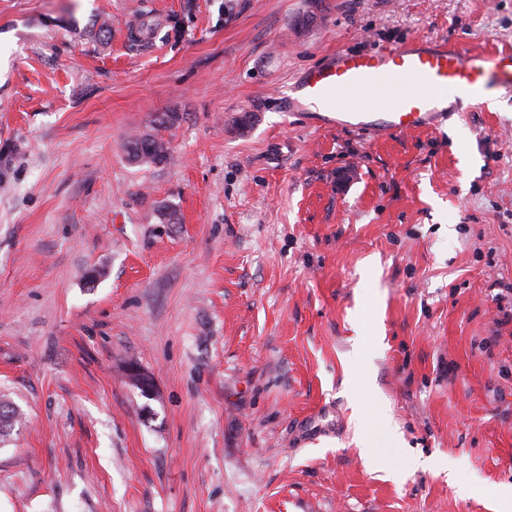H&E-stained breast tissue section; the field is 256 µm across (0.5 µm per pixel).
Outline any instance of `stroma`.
I'll list each match as a JSON object with an SVG mask.
<instances>
[{
	"mask_svg": "<svg viewBox=\"0 0 512 512\" xmlns=\"http://www.w3.org/2000/svg\"><path fill=\"white\" fill-rule=\"evenodd\" d=\"M410 37L492 56L512 0H0V512H512V99L282 110ZM130 157L135 162L161 163L166 156V147L163 141L144 135L135 138L129 145Z\"/></svg>",
	"mask_w": 512,
	"mask_h": 512,
	"instance_id": "35a3bbf8",
	"label": "stroma"
}]
</instances>
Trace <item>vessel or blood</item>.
Instances as JSON below:
<instances>
[{
  "mask_svg": "<svg viewBox=\"0 0 512 512\" xmlns=\"http://www.w3.org/2000/svg\"><path fill=\"white\" fill-rule=\"evenodd\" d=\"M487 92L512 96V49L469 57L451 41L414 37L329 55L296 79L283 108L312 112L326 129L400 135L437 127Z\"/></svg>",
  "mask_w": 512,
  "mask_h": 512,
  "instance_id": "1",
  "label": "vessel or blood"
}]
</instances>
